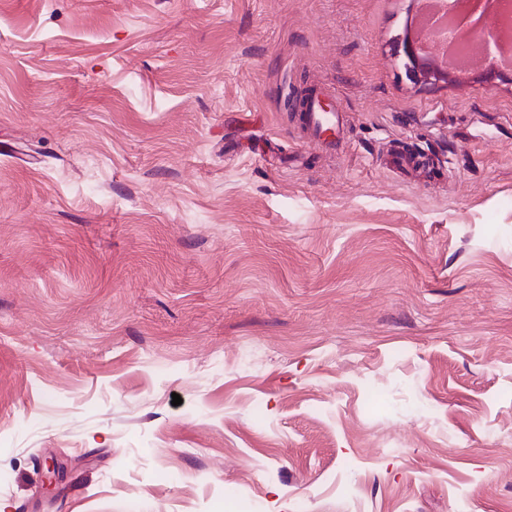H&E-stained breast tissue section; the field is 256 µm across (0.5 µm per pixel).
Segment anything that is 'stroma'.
<instances>
[{
    "mask_svg": "<svg viewBox=\"0 0 512 512\" xmlns=\"http://www.w3.org/2000/svg\"><path fill=\"white\" fill-rule=\"evenodd\" d=\"M418 15L0 0L4 512H512V72ZM426 44L425 39L419 41L417 38L408 39L405 38L400 43L399 53L403 54V65L406 73L413 78H421L425 81L440 82V81H452L450 73L439 67L434 66L432 68H424L420 61L425 57H430L423 49V45ZM457 43L445 41L442 46L432 45L429 49L434 55L436 61L442 64H450L459 71H467L474 67V63L467 58L460 56L456 50ZM433 49V50H432ZM322 99L319 95H313L310 99H305L300 103L299 121L301 130L312 131L319 139L329 140L327 145H334L332 138L336 136V114L335 112H322L320 103Z\"/></svg>",
    "mask_w": 512,
    "mask_h": 512,
    "instance_id": "stroma-1",
    "label": "stroma"
}]
</instances>
